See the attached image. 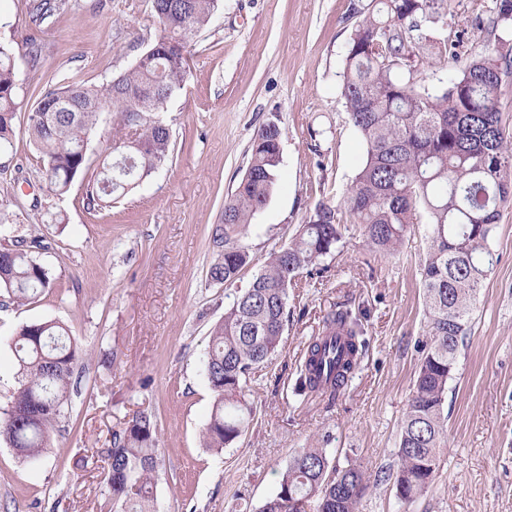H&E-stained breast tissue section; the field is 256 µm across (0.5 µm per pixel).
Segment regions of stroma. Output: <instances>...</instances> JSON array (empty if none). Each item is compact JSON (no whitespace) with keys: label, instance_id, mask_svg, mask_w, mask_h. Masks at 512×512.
I'll return each instance as SVG.
<instances>
[{"label":"stroma","instance_id":"35a3bbf8","mask_svg":"<svg viewBox=\"0 0 512 512\" xmlns=\"http://www.w3.org/2000/svg\"><path fill=\"white\" fill-rule=\"evenodd\" d=\"M76 2L37 26L32 0H0V41L21 56L38 44L43 86L64 74L100 84L163 34L149 0ZM378 8V0H221L188 49L184 87L161 114L172 131L168 162L101 211L86 210L82 180L56 196L36 175L0 174V212L19 214L14 236L43 238L41 260L54 280L24 305L0 290V410L18 386L11 340L21 325L58 321L83 349L71 406L41 459L25 460L0 437V512H114L92 451L142 411L153 416L163 460L152 512H259L299 448L325 449L336 467L371 476L394 466L425 338L424 224L386 256L346 224L342 250L289 291L281 346L245 391L246 433L220 451L203 438L213 402L203 360L228 303L207 277L219 254L212 231L269 120L283 131V163L243 239L255 266L318 203L342 206L364 157L341 95L344 58L357 25ZM459 35L479 54L494 37L511 40L512 21L498 20L496 0H448L446 26L413 34V46L441 47L416 63L426 88L455 67L447 44ZM489 245L497 263L449 384L442 464L411 502L392 483H370L358 512H512V199ZM338 307L364 329L359 364L335 399L298 396L306 348ZM105 352L111 364L101 363Z\"/></svg>","mask_w":512,"mask_h":512}]
</instances>
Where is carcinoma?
Here are the masks:
<instances>
[{
	"mask_svg": "<svg viewBox=\"0 0 512 512\" xmlns=\"http://www.w3.org/2000/svg\"><path fill=\"white\" fill-rule=\"evenodd\" d=\"M375 16L363 19L350 40L341 94L366 156L347 191L345 206L361 226L367 246L395 250L413 225L429 226L420 275L427 340L401 423L396 467L376 474L391 481L409 502L426 491L447 447L448 383L471 329L484 281L496 260L489 247L500 206L512 196V135L506 133L499 90L512 58L496 47L479 56L461 38L452 57L465 59L448 71L443 87L429 91L404 60L408 39L421 23H442L448 0H380ZM66 0H39L30 13L43 24ZM219 0H151L161 36L133 65L99 86L67 77L39 91L28 113V134L39 152L38 173L56 196L89 169L87 145L104 112L117 114L121 136L111 159L87 182L85 204L96 210L107 197L126 196L161 167L171 153L170 128L155 117L182 89L187 48L208 27ZM39 48L29 50V73L21 79L10 46L0 43V148L12 147L13 123L24 83L39 86ZM282 129L263 124L251 144L247 169L224 204V224L213 229L223 248L209 268L212 281L231 288L252 266L243 243L246 226L271 197L281 164ZM338 209L319 203L315 215L286 244L270 251L248 287L236 289L224 319L210 333L204 371L213 393L205 430L208 446L223 449L239 439L252 409L244 397L250 374L277 352L288 324V288L342 241ZM39 239L17 240L0 249V289L22 303L53 287L49 269L35 255ZM346 329L350 354L361 352L360 331L348 312L335 310L307 347L300 392L335 395L352 377V363L336 348V327ZM20 387L0 416V437L26 459L51 447V432L70 402L68 384L79 347L57 322L24 324L13 337ZM152 415L135 414L112 433L104 480L112 504L122 512H149L153 478L161 465ZM366 488L362 471L330 465L323 448H299L280 474L277 492L259 512H357Z\"/></svg>",
	"mask_w": 512,
	"mask_h": 512,
	"instance_id": "obj_1",
	"label": "carcinoma"
}]
</instances>
